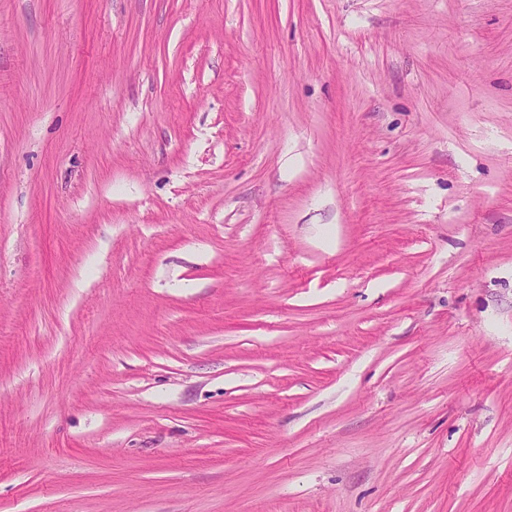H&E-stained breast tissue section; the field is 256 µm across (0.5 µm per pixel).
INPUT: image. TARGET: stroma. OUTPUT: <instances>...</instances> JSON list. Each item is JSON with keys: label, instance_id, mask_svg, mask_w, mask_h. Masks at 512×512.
<instances>
[{"label": "stroma", "instance_id": "1", "mask_svg": "<svg viewBox=\"0 0 512 512\" xmlns=\"http://www.w3.org/2000/svg\"><path fill=\"white\" fill-rule=\"evenodd\" d=\"M0 512H512V0H0Z\"/></svg>", "mask_w": 512, "mask_h": 512}]
</instances>
